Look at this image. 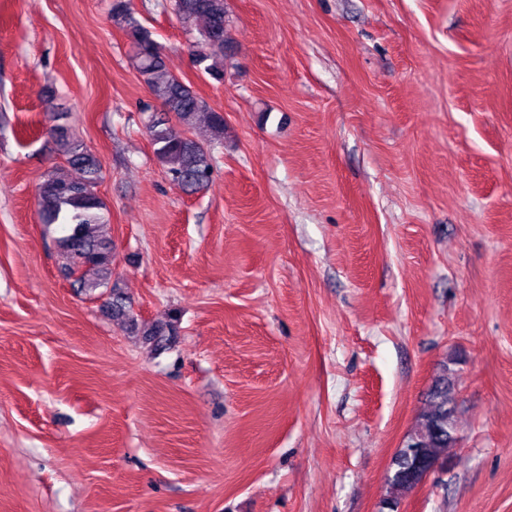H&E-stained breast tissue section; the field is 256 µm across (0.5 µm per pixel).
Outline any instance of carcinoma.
<instances>
[{
    "mask_svg": "<svg viewBox=\"0 0 512 512\" xmlns=\"http://www.w3.org/2000/svg\"><path fill=\"white\" fill-rule=\"evenodd\" d=\"M172 10L184 30L194 35L191 54L195 66L216 80L222 79L224 61L230 57L225 40V28L230 23L226 0H172ZM112 21L130 38L134 68L163 108L164 115L152 112L144 122L155 157L184 191L203 187L212 174L211 156L208 145L189 136V132L204 113L212 140H221L224 113L211 108L168 71L161 46L134 17L131 0H113ZM171 116L183 132L174 131ZM51 119L54 125L49 132L64 165L42 176L36 198L40 223L45 232L54 234L57 251L65 259L66 276L73 279V287L89 295L99 288L108 289L102 308L113 319L123 321L131 335L156 346L173 340L177 335L176 317L139 323L125 294L111 284L112 240L100 233V226L108 222L107 204L98 193L100 163L72 131L69 113L53 112ZM457 414L448 365L443 364L413 430L392 458L383 499L388 512H393L416 488L428 468L448 463V449L458 441Z\"/></svg>",
    "mask_w": 512,
    "mask_h": 512,
    "instance_id": "cac0c4a2",
    "label": "carcinoma"
}]
</instances>
